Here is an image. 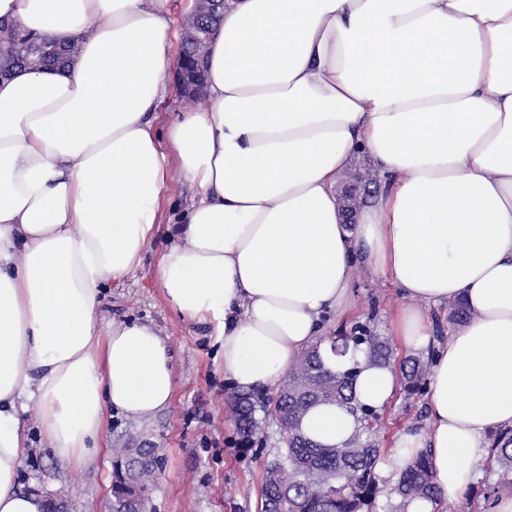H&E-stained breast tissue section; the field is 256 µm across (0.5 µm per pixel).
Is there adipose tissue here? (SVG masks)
Listing matches in <instances>:
<instances>
[{"label": "adipose tissue", "instance_id": "ef3b65f1", "mask_svg": "<svg viewBox=\"0 0 512 512\" xmlns=\"http://www.w3.org/2000/svg\"><path fill=\"white\" fill-rule=\"evenodd\" d=\"M0 20L79 40L67 68L0 79V512H45L17 487L34 441L86 467L113 412L169 405L161 332L103 323L99 307L140 266L174 171L194 201L160 283L214 326L240 390L317 343L326 369L354 373L359 404H388L395 366L317 341L358 264L410 299L391 323L406 351L433 343L426 308L466 305L433 357L430 428L399 439L428 450L439 500L464 502L512 427V0H231L207 46V105L163 138L170 0H0ZM359 151L385 182L349 226L336 179ZM359 428L336 404L301 423L324 446Z\"/></svg>", "mask_w": 512, "mask_h": 512}]
</instances>
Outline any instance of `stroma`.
<instances>
[{
    "label": "stroma",
    "mask_w": 512,
    "mask_h": 512,
    "mask_svg": "<svg viewBox=\"0 0 512 512\" xmlns=\"http://www.w3.org/2000/svg\"><path fill=\"white\" fill-rule=\"evenodd\" d=\"M188 196L179 175H172L155 240L139 268L108 283L101 306L105 320L148 322L163 331L174 355L171 404L149 418L113 416L105 443L110 449H160L162 468L149 488L154 512H260L263 468L282 445L281 427L270 423L262 445L240 453L231 416L237 389L224 376L217 338L211 327L182 319L165 299L159 280L168 226L186 210ZM351 291L352 306L343 316L326 317L323 335L363 322L387 336L391 316L408 304L391 278L363 264L355 271ZM427 420L426 401H408L399 391L380 412L375 435L382 447L393 449L405 430L426 428ZM111 482V467L80 470L43 447L24 459L18 477L24 492L63 490L68 512H107Z\"/></svg>",
    "instance_id": "35a3bbf8"
}]
</instances>
